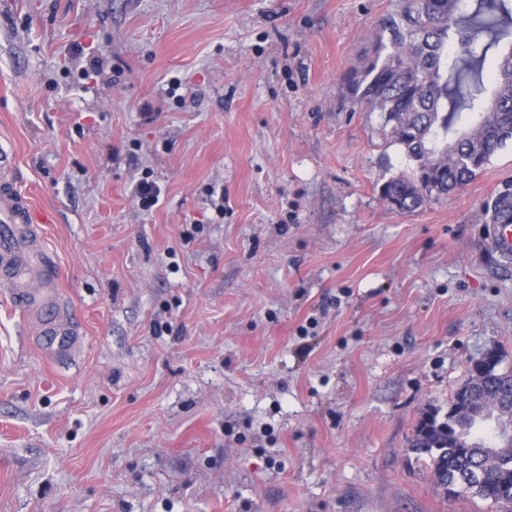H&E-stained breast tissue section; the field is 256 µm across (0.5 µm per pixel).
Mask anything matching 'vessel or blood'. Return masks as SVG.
I'll list each match as a JSON object with an SVG mask.
<instances>
[{"mask_svg": "<svg viewBox=\"0 0 512 512\" xmlns=\"http://www.w3.org/2000/svg\"><path fill=\"white\" fill-rule=\"evenodd\" d=\"M48 215H34L20 191L11 184L0 187V283L12 288L18 304L31 297L27 288H18L14 275L22 269L24 254L39 242L33 234L18 235L20 224L49 223ZM487 245L504 259H512V207L501 205L492 218L486 235ZM41 336L44 346L53 353L76 356L81 349V332L73 321L52 311L42 317Z\"/></svg>", "mask_w": 512, "mask_h": 512, "instance_id": "obj_1", "label": "vessel or blood"}]
</instances>
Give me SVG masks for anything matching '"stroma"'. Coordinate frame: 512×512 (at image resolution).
<instances>
[{"label":"stroma","mask_w":512,"mask_h":512,"mask_svg":"<svg viewBox=\"0 0 512 512\" xmlns=\"http://www.w3.org/2000/svg\"><path fill=\"white\" fill-rule=\"evenodd\" d=\"M402 6L0 0V146L83 336L54 358L0 287V512H500L408 441L473 360L512 369V143L382 198L409 163L343 77ZM501 196L504 197L496 198L492 205L491 217L494 213L496 214L488 225L486 244L495 253L503 257L506 262H509L512 259V204L511 208L508 207L507 203L500 207L499 205L503 200L511 199L512 192L509 190L503 191Z\"/></svg>","instance_id":"obj_1"}]
</instances>
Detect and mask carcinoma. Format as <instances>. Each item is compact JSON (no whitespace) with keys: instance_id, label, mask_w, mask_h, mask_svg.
Returning <instances> with one entry per match:
<instances>
[{"instance_id":"obj_1","label":"carcinoma","mask_w":512,"mask_h":512,"mask_svg":"<svg viewBox=\"0 0 512 512\" xmlns=\"http://www.w3.org/2000/svg\"><path fill=\"white\" fill-rule=\"evenodd\" d=\"M460 51L448 55V43ZM497 51L491 86L485 64ZM357 102L385 117L391 143L412 162L390 178L381 196L403 211L438 201L472 181L493 154L512 142V0H404L376 37L372 55L345 77ZM469 115L458 130L462 115ZM501 361L477 363L462 388L448 398V412L419 420L408 451L424 459L435 486L457 482L453 497L475 495L499 507L512 505V413L491 438L459 414L462 389L480 379L512 401V370Z\"/></svg>"}]
</instances>
